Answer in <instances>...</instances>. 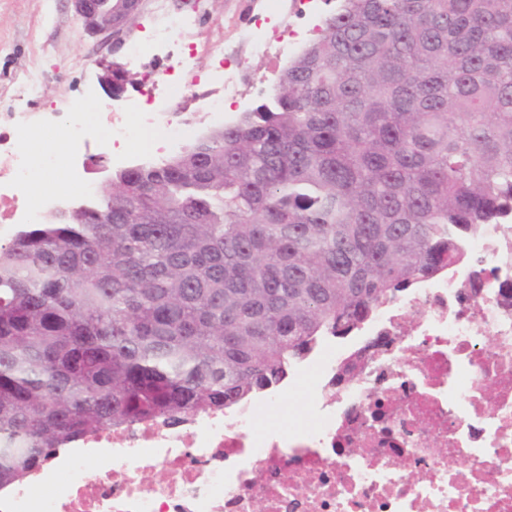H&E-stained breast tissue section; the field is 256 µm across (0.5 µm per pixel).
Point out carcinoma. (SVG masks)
Listing matches in <instances>:
<instances>
[{
	"instance_id": "obj_1",
	"label": "carcinoma",
	"mask_w": 512,
	"mask_h": 512,
	"mask_svg": "<svg viewBox=\"0 0 512 512\" xmlns=\"http://www.w3.org/2000/svg\"><path fill=\"white\" fill-rule=\"evenodd\" d=\"M510 216L512 0H340L270 101L0 243V488L253 397Z\"/></svg>"
}]
</instances>
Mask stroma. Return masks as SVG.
<instances>
[{"label":"stroma","mask_w":512,"mask_h":512,"mask_svg":"<svg viewBox=\"0 0 512 512\" xmlns=\"http://www.w3.org/2000/svg\"><path fill=\"white\" fill-rule=\"evenodd\" d=\"M156 0H142L137 14L119 35H88L69 0H0V112H67L79 101L93 111L108 108L126 112L139 97L144 72L161 71L171 63L167 50H157L140 64L127 58L130 41L149 36L157 21ZM253 0H178L188 13L192 28L174 32L172 48L192 42L197 52L187 56L192 74L209 76L215 63L205 45L223 40L224 22L232 15L249 18ZM171 48V49H172ZM108 59L128 75L124 88L111 94L102 81L101 59ZM249 65L259 79L244 92L237 111L248 112L266 102L286 67V60L272 55L250 54Z\"/></svg>","instance_id":"stroma-1"}]
</instances>
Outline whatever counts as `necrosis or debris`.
Here are the masks:
<instances>
[{"mask_svg": "<svg viewBox=\"0 0 512 512\" xmlns=\"http://www.w3.org/2000/svg\"><path fill=\"white\" fill-rule=\"evenodd\" d=\"M245 44L281 57L297 41L257 19L211 45L223 74L207 97L210 120L252 79ZM198 83L145 74L130 117L0 113V243L61 204L52 193L20 203L35 179L62 168L93 195L92 150L108 148L121 167L142 135L161 152L190 139L192 120L165 105ZM57 138L67 154L45 150ZM469 249V269L376 310L354 350L358 368L344 370L346 354L333 349L309 365L312 424L258 431L261 409H278L275 392L175 426L102 431L0 489V512H512V224L490 225Z\"/></svg>", "mask_w": 512, "mask_h": 512, "instance_id": "1", "label": "necrosis or debris"}]
</instances>
